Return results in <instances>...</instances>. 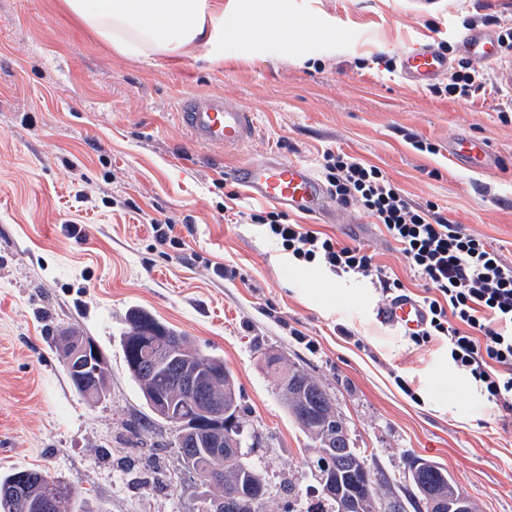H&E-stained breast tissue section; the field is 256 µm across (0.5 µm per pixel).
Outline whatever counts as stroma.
Listing matches in <instances>:
<instances>
[{
  "label": "stroma",
  "mask_w": 512,
  "mask_h": 512,
  "mask_svg": "<svg viewBox=\"0 0 512 512\" xmlns=\"http://www.w3.org/2000/svg\"><path fill=\"white\" fill-rule=\"evenodd\" d=\"M58 2L0 0V474L45 469L96 512H199L174 427L146 422L123 362L119 337L138 308L232 371L270 512H316L322 497L306 474L308 440L264 370L268 353L324 385L352 447L396 495L413 490L415 456L445 467L477 512H512V410L487 402L445 342L418 347L384 325L388 298L369 279L295 261L263 237L250 216L269 205L244 200L225 174L280 156L321 178L325 152L340 149L512 261V88L446 97L399 77L400 52L420 40L461 63L458 34L512 25V0H288L289 17L310 26L296 50L242 40L240 0H229L220 65L201 49L122 55ZM187 94L253 112L254 136L231 151L196 142L178 119ZM458 138L487 141L499 168L453 163ZM154 219L174 224L179 247L158 244ZM288 220L364 245L423 295L358 206ZM224 265L238 276L215 275ZM68 328L108 354L98 402L58 362L54 338Z\"/></svg>",
  "instance_id": "1"
}]
</instances>
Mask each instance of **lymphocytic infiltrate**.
<instances>
[{"label": "lymphocytic infiltrate", "instance_id": "1", "mask_svg": "<svg viewBox=\"0 0 512 512\" xmlns=\"http://www.w3.org/2000/svg\"><path fill=\"white\" fill-rule=\"evenodd\" d=\"M329 192L342 206L359 205L381 224L425 290V326L417 346L447 339L453 363L479 383L494 405L512 406V261L483 239L437 215L434 204L406 198L377 166L327 153ZM294 260L317 263L337 276H362L383 293L402 290L399 278L365 248L286 222L283 214L252 215Z\"/></svg>", "mask_w": 512, "mask_h": 512}]
</instances>
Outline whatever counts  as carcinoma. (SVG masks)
I'll return each mask as SVG.
<instances>
[{
    "label": "carcinoma",
    "instance_id": "1",
    "mask_svg": "<svg viewBox=\"0 0 512 512\" xmlns=\"http://www.w3.org/2000/svg\"><path fill=\"white\" fill-rule=\"evenodd\" d=\"M120 345L126 369L141 393L152 392L156 395V400L146 402L150 420L164 421L181 432L192 428L200 418L196 401L179 393V378L168 367L163 365L154 371L152 380H146L143 364L152 361L163 364L170 359L183 368L200 370L208 385L209 396L224 404L230 415L239 417V393L224 360L207 355L203 361H198L199 348L188 337L156 321L148 313L133 309L127 315ZM78 346L86 347L100 364V370L92 369L85 373L81 383L73 380L65 363L69 352ZM57 354L63 371L83 398L97 401L105 394L110 377L109 359L91 337L67 329L60 336ZM264 365L273 381L279 384L288 413L309 439L310 447H317L326 437V418L304 419L295 413V408H313L320 404L323 409H329L331 400L325 388L303 370L282 367L281 358L277 355L265 359ZM334 448L336 453L325 460L314 455L309 457L311 477L320 484L326 472H333L336 495L350 501L351 512H395L390 496L382 489L384 475L370 467L368 458L354 448H347L340 438L336 439ZM178 455L185 472L196 477L202 487L223 490L233 486L253 502V512H268L266 477L260 466L246 459L244 449L226 447L220 461L215 460L209 448H180ZM323 460L327 462L325 467L321 465ZM216 470L222 472V480L208 482L209 475ZM23 471L27 472L28 480L21 490V496L13 506L0 500V512H42L41 493L47 487L60 498L59 512H86L84 505L71 504V488L63 481L43 469L27 468ZM23 471L15 469L0 475V490L13 488L17 475ZM427 483L430 489L444 498L453 495L456 488L444 468L438 471L427 469Z\"/></svg>",
    "mask_w": 512,
    "mask_h": 512
}]
</instances>
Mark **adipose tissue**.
Instances as JSON below:
<instances>
[{
    "mask_svg": "<svg viewBox=\"0 0 512 512\" xmlns=\"http://www.w3.org/2000/svg\"><path fill=\"white\" fill-rule=\"evenodd\" d=\"M66 10L117 52L172 59L204 48L211 62L224 61V0H62ZM245 31L287 40L300 22L288 19V0L270 7L245 5Z\"/></svg>",
    "mask_w": 512,
    "mask_h": 512,
    "instance_id": "1",
    "label": "adipose tissue"
}]
</instances>
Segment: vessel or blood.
<instances>
[{
    "label": "vessel or blood",
    "mask_w": 512,
    "mask_h": 512,
    "mask_svg": "<svg viewBox=\"0 0 512 512\" xmlns=\"http://www.w3.org/2000/svg\"><path fill=\"white\" fill-rule=\"evenodd\" d=\"M460 55L492 64L501 63L499 37L495 29L475 27L457 39ZM451 62L431 41L423 40L403 50L399 57L401 77L416 87H426L444 79ZM183 125L200 143L236 148L249 141L255 130L252 112L229 103L220 96H185L180 109ZM229 179L250 200L267 203L303 216L328 212L329 192L304 163L277 156L251 159L232 167ZM381 320L403 330L420 329L426 313L413 296L389 301Z\"/></svg>",
    "instance_id": "obj_1"
}]
</instances>
